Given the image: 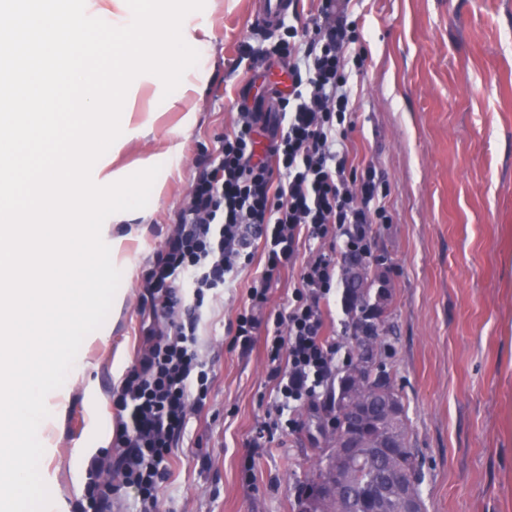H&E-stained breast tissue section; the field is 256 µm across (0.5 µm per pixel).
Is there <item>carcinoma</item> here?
<instances>
[{
    "label": "carcinoma",
    "instance_id": "cac0c4a2",
    "mask_svg": "<svg viewBox=\"0 0 512 512\" xmlns=\"http://www.w3.org/2000/svg\"><path fill=\"white\" fill-rule=\"evenodd\" d=\"M360 274L355 284L345 283L346 292L355 312L353 338L356 350L378 345L390 300H372L373 282L368 278L367 266L362 258L355 259ZM373 375L383 376L387 383H370L363 388L361 396L371 403L378 415V423L363 438L361 447L355 449L351 458H345L336 447L335 438H330V450L315 463V474L308 481L299 500V507L310 503V512H360L363 493L373 486H384L378 509L381 512H400L395 496L398 492L387 485L402 466L413 470V481L407 485L419 512H425V503L420 486L422 477L414 449L409 444V419L399 388L382 366L363 370L367 379ZM397 407L393 419H386L389 404ZM388 435L396 442L389 455L372 451L377 439Z\"/></svg>",
    "mask_w": 512,
    "mask_h": 512
}]
</instances>
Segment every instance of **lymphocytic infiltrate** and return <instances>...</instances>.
Wrapping results in <instances>:
<instances>
[{
	"instance_id": "1",
	"label": "lymphocytic infiltrate",
	"mask_w": 512,
	"mask_h": 512,
	"mask_svg": "<svg viewBox=\"0 0 512 512\" xmlns=\"http://www.w3.org/2000/svg\"><path fill=\"white\" fill-rule=\"evenodd\" d=\"M340 2L321 0L310 28L285 25L270 35L263 55L287 62V91L271 112L238 101L233 131L200 166L175 231L146 274L151 322L113 397L117 464L139 512H157L163 465L184 437L190 405L211 386L198 342L205 300L251 265L255 242L265 266L250 281L235 341L251 347L261 325L271 328L265 348L275 396L261 433L298 431L300 407L316 405L335 377L341 345L327 336L326 308L338 258L369 256L372 225L390 220L373 165L354 163L348 148L356 109L346 66L363 67L364 59ZM311 241L315 249L298 265L301 245ZM284 269L298 270L299 284L287 309L264 314Z\"/></svg>"
}]
</instances>
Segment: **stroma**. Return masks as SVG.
Returning a JSON list of instances; mask_svg holds the SVG:
<instances>
[{"label":"stroma","instance_id":"35a3bbf8","mask_svg":"<svg viewBox=\"0 0 512 512\" xmlns=\"http://www.w3.org/2000/svg\"><path fill=\"white\" fill-rule=\"evenodd\" d=\"M255 0H205L211 55L195 116L166 103L149 77L128 96L151 115L104 168L125 171L146 217L110 225L108 239L134 268L123 305L83 341L82 371L50 435L44 462L60 512H81L92 460L97 476L118 451L97 444L117 426L116 373H127L147 325L145 275L189 200L198 168L231 132L235 103L271 104L286 64L241 63L259 46ZM365 56L352 77V152L371 162L391 219L371 228L367 259L391 291L379 357L401 389L410 445L423 465L426 512H512V0H351ZM263 250L231 288L207 301L199 343L213 369L202 407L168 462L158 512H297L302 488L329 446L324 405L300 410L294 434L259 437L274 394L263 336L234 342ZM255 461L244 483L241 461Z\"/></svg>","mask_w":512,"mask_h":512}]
</instances>
